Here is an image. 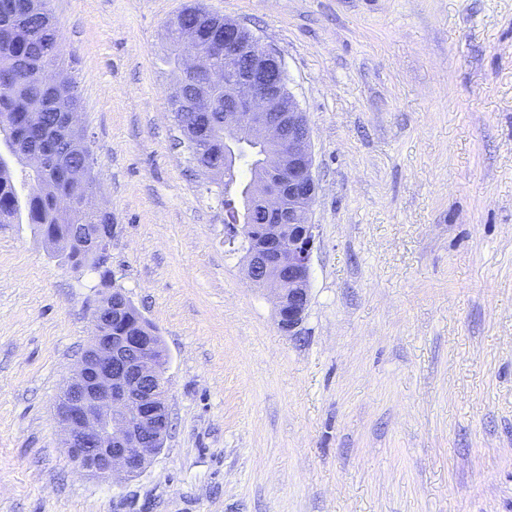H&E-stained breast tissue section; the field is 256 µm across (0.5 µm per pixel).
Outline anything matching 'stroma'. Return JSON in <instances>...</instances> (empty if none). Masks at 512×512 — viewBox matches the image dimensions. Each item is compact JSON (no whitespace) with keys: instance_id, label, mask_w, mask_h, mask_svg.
I'll return each instance as SVG.
<instances>
[{"instance_id":"stroma-1","label":"stroma","mask_w":512,"mask_h":512,"mask_svg":"<svg viewBox=\"0 0 512 512\" xmlns=\"http://www.w3.org/2000/svg\"><path fill=\"white\" fill-rule=\"evenodd\" d=\"M189 2H49L170 424L136 476L77 470L55 402L100 273L0 224V512H512V0H197L275 50L308 117L297 336L179 144L167 24Z\"/></svg>"}]
</instances>
